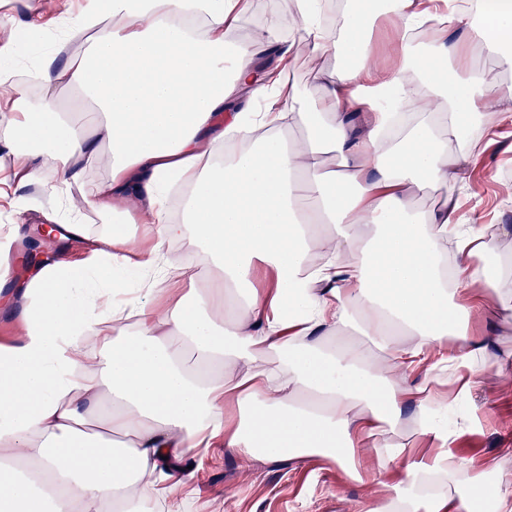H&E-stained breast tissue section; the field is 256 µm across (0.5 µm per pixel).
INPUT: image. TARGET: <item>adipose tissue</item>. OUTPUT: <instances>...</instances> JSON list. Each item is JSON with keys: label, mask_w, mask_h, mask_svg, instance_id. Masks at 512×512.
<instances>
[{"label": "adipose tissue", "mask_w": 512, "mask_h": 512, "mask_svg": "<svg viewBox=\"0 0 512 512\" xmlns=\"http://www.w3.org/2000/svg\"><path fill=\"white\" fill-rule=\"evenodd\" d=\"M383 2L336 0L330 29L325 0H295L287 23L269 18L247 41L230 36L243 0L0 15L40 49L33 100L5 68L16 42L0 43V148L50 171L64 232L86 237L89 209L114 224L83 259L59 250L4 299L22 334L0 342V512H149L219 440L248 458H324L358 484L397 471L395 495L357 512H512V484L455 457L448 428L449 406L476 417L491 340L471 324L508 294L456 195L413 206L426 186H456L486 113L512 119V83L479 62L512 58V0ZM382 15L400 50L381 76L369 36ZM58 36L82 54L60 58ZM304 53L350 62L312 102L255 110ZM62 81L104 125L62 118ZM295 124L305 139L285 141ZM234 131L252 140L229 157ZM182 184L176 219L169 191ZM182 240L216 271L190 296L165 250Z\"/></svg>", "instance_id": "1"}]
</instances>
